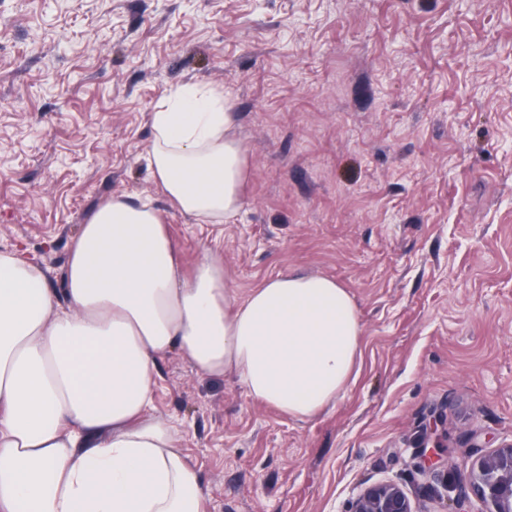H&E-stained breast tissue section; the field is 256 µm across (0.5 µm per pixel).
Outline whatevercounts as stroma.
<instances>
[{
    "mask_svg": "<svg viewBox=\"0 0 512 512\" xmlns=\"http://www.w3.org/2000/svg\"><path fill=\"white\" fill-rule=\"evenodd\" d=\"M183 85L225 92L247 150L220 230L145 160ZM119 195L162 210L185 267L212 251L242 294L323 275L363 320L357 377L304 422L161 360L206 512H349L380 481L455 512L456 467L512 441V0H0V249L62 293Z\"/></svg>",
    "mask_w": 512,
    "mask_h": 512,
    "instance_id": "stroma-1",
    "label": "stroma"
}]
</instances>
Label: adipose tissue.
<instances>
[{"mask_svg":"<svg viewBox=\"0 0 512 512\" xmlns=\"http://www.w3.org/2000/svg\"><path fill=\"white\" fill-rule=\"evenodd\" d=\"M150 119L148 167L169 202L196 223L234 218L248 166L222 93L176 88ZM63 280L62 304L23 250L0 251V512H200L199 476L154 412L171 352L299 422L358 373L364 326L347 288L288 272L239 294L212 252L185 270L145 202L91 214Z\"/></svg>","mask_w":512,"mask_h":512,"instance_id":"ef3b65f1","label":"adipose tissue"}]
</instances>
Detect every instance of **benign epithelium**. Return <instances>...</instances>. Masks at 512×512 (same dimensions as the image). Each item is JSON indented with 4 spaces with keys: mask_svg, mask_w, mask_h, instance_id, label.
<instances>
[{
    "mask_svg": "<svg viewBox=\"0 0 512 512\" xmlns=\"http://www.w3.org/2000/svg\"><path fill=\"white\" fill-rule=\"evenodd\" d=\"M457 500L477 499L479 512H512V442L494 448L465 466L456 482ZM349 512H413L409 498L395 482L366 487Z\"/></svg>",
    "mask_w": 512,
    "mask_h": 512,
    "instance_id": "7a95c632",
    "label": "benign epithelium"
}]
</instances>
